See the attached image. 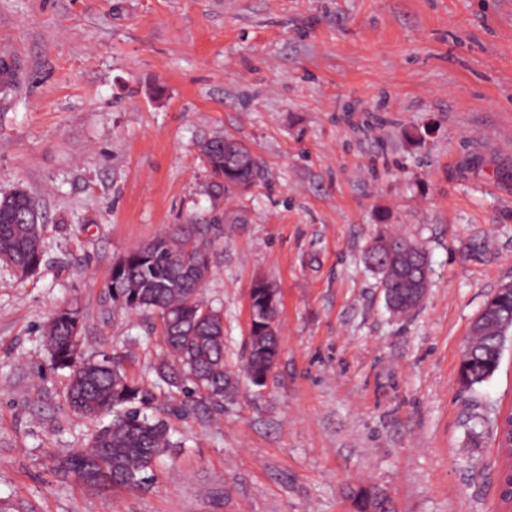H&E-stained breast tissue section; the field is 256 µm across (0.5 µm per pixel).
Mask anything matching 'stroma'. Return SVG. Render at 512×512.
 I'll return each instance as SVG.
<instances>
[{"label": "stroma", "instance_id": "35a3bbf8", "mask_svg": "<svg viewBox=\"0 0 512 512\" xmlns=\"http://www.w3.org/2000/svg\"><path fill=\"white\" fill-rule=\"evenodd\" d=\"M0 193L45 212V256L0 265V512H497L492 426L512 408V335L462 389L469 326L512 281V0H0ZM230 134L267 170L215 224L197 152ZM219 239L203 294L239 371L255 280L281 292L268 381L172 419L145 485L53 466L98 422L69 408L44 326L76 305L86 353L152 378L159 323L115 309V259L189 221ZM423 245L420 307L392 315L365 254ZM352 496L357 504L356 512H395L388 497L367 487L357 488L352 491ZM384 503H387V509Z\"/></svg>", "mask_w": 512, "mask_h": 512}]
</instances>
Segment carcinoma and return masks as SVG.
I'll use <instances>...</instances> for the list:
<instances>
[{"label":"carcinoma","mask_w":512,"mask_h":512,"mask_svg":"<svg viewBox=\"0 0 512 512\" xmlns=\"http://www.w3.org/2000/svg\"><path fill=\"white\" fill-rule=\"evenodd\" d=\"M207 173L206 192L212 207L224 205V196L240 183L265 180L260 159L246 168L224 157V136L198 142ZM38 215L39 223L23 219ZM43 208L22 189L0 196V263L17 274L41 265L44 257ZM208 228L180 224L125 254L122 267L111 269L106 283L112 305L129 313H149L160 321L164 353L153 366L154 385L129 376L115 358L102 353L86 356L76 341L81 338L79 309L58 308L45 328V343L53 365L67 369L66 400L84 417L112 414L89 447L68 452L57 469L85 483L103 472L112 475V488L140 486L151 479L160 456L174 446L166 409L146 410L155 402L152 387H175L198 395L214 409L232 399L237 379L224 362V313L209 305L201 291L204 283L191 268L193 256L208 251ZM367 262L380 276L391 298L389 310L408 316L420 305L418 289L428 287L426 252L399 234L382 235L367 252ZM495 315L479 313L470 327L469 342L459 370V383L472 388L497 370L504 337L512 332V283L500 287L488 300ZM281 306L276 288L250 290L251 333L244 372L252 384L263 380L279 356V337L268 330L278 321ZM357 512H395L390 499L367 487L352 491Z\"/></svg>","instance_id":"1"}]
</instances>
